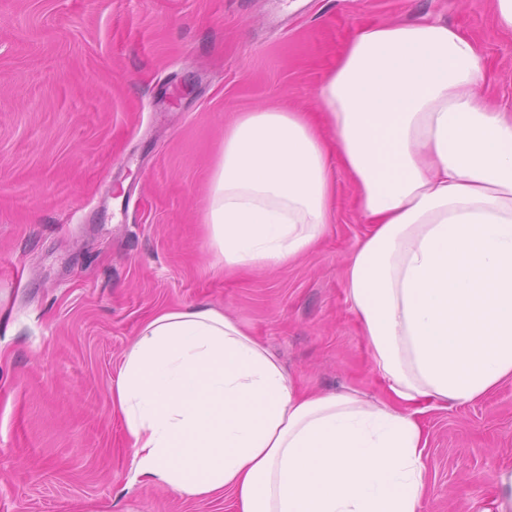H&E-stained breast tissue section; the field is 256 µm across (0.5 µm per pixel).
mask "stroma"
Here are the masks:
<instances>
[{"mask_svg":"<svg viewBox=\"0 0 512 512\" xmlns=\"http://www.w3.org/2000/svg\"><path fill=\"white\" fill-rule=\"evenodd\" d=\"M0 0V512H233L132 478L112 382L145 320L210 303L247 323L306 392L379 388L343 286L366 226L337 177L336 222L298 261L209 265L224 124L305 107L370 21L465 26L512 107V34L486 0ZM420 512H485L512 464V381L421 417Z\"/></svg>","mask_w":512,"mask_h":512,"instance_id":"1","label":"stroma"}]
</instances>
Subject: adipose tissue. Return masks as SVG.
I'll return each instance as SVG.
<instances>
[{
	"mask_svg": "<svg viewBox=\"0 0 512 512\" xmlns=\"http://www.w3.org/2000/svg\"><path fill=\"white\" fill-rule=\"evenodd\" d=\"M481 42L440 20L375 22L310 110L224 127L205 224L220 269L282 266L336 220L345 172L369 226L343 269L380 381L307 393L208 303L146 320L112 383L133 478L234 512H419L421 417L512 380V108L479 92Z\"/></svg>",
	"mask_w": 512,
	"mask_h": 512,
	"instance_id": "adipose-tissue-1",
	"label": "adipose tissue"
}]
</instances>
